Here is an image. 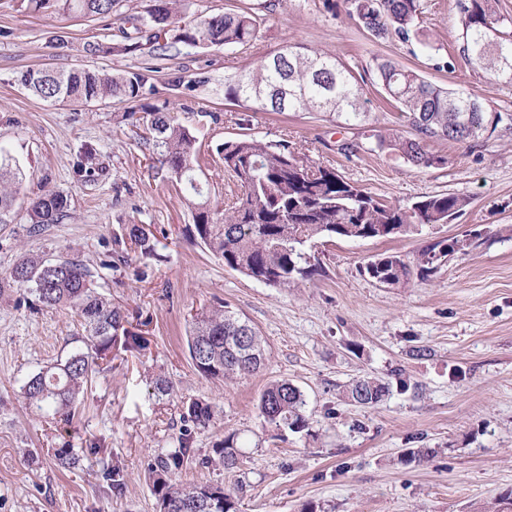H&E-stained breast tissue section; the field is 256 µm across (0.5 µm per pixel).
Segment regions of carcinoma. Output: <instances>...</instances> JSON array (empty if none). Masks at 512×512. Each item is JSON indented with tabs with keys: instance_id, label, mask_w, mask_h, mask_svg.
<instances>
[{
	"instance_id": "cac0c4a2",
	"label": "carcinoma",
	"mask_w": 512,
	"mask_h": 512,
	"mask_svg": "<svg viewBox=\"0 0 512 512\" xmlns=\"http://www.w3.org/2000/svg\"><path fill=\"white\" fill-rule=\"evenodd\" d=\"M145 14L128 18L133 33H124L117 47L89 43L91 54L117 50L126 54L164 51L167 45L248 48L258 38L262 18L240 10L188 20L179 0H150ZM118 0H29L39 11L56 7L67 13L108 16ZM355 18L374 40H398L432 51L435 45L419 26L423 0H346ZM461 28V58L475 69L512 83V38L504 36L503 18L494 0H457ZM369 68L373 84L384 98L407 118L411 132L380 135L376 147L395 153L419 169L440 166L447 159L428 151L432 140H448L477 147L479 139L504 126L512 128V113L487 108L471 91L448 89L424 79L417 71L374 55ZM154 70L150 66L117 76L96 71L28 69L20 77L24 88L43 100L72 104L105 102L118 98L129 103L128 116H149L147 140L159 153V162L198 198L194 203L193 236L224 261V266L259 283L286 287L318 272L303 247L319 238L347 240L393 239L418 225L446 224L463 211L467 200L456 194H436L409 206L383 202L350 182L336 168L317 164L282 140L264 141L239 133L224 140L217 152L224 172L241 187V194L224 210L210 208L201 183L195 136L171 122L164 107L145 101L146 87ZM363 87L350 68L335 58L292 47L261 62L256 68L224 77L226 99L270 112H329L348 126L366 122L368 110ZM95 150L85 148L74 164V173L88 177L95 172ZM20 161L0 147V224L12 220L20 190ZM67 198L53 188L28 202L27 221L33 230L59 224L67 217ZM129 239L141 254L154 250L149 236L132 226ZM467 243L456 237L426 246L415 259L418 272L433 271ZM377 282L394 286L409 280L411 267L393 254H380L365 266ZM7 283L24 288L48 308L69 307L84 324L86 335L76 336L77 347L63 360L31 374L21 393L46 417L69 418L84 387L100 372V362L117 345L137 348L141 337L125 327L121 312L94 288V275L81 261L48 262L24 258L5 276ZM240 336L265 348L262 336L236 313L220 305L196 317L188 340L195 369L213 379L253 375L265 365L248 352L236 349ZM388 387L373 378H360L349 386L354 402L375 405ZM306 401L301 390L288 381H274L263 390L258 411L265 425L300 432L307 426ZM196 426L212 420L210 407L194 401L183 416ZM191 448L187 439L178 450L159 455L149 470L160 512H237L231 493L218 485L181 486L171 483L172 469L179 467ZM210 462L231 469L238 463L237 437H224ZM106 488L120 494L126 487L125 471L117 460L102 465Z\"/></svg>"
}]
</instances>
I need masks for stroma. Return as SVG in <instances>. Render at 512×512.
I'll return each mask as SVG.
<instances>
[{
  "instance_id": "stroma-1",
  "label": "stroma",
  "mask_w": 512,
  "mask_h": 512,
  "mask_svg": "<svg viewBox=\"0 0 512 512\" xmlns=\"http://www.w3.org/2000/svg\"><path fill=\"white\" fill-rule=\"evenodd\" d=\"M193 16L252 8L267 22L253 47L228 50L177 44L163 56L121 52L90 55V41L122 43L126 15L149 0H120L106 17L75 16L0 0V146L22 165L12 223L0 224V278L21 259L75 258L142 338L116 349L81 396L70 420L46 419L21 393L25 378L69 352L84 328L69 310L37 309L34 295L0 290V512H158L149 466L188 436L193 448L174 482L220 485L238 512H476L512 492V129L480 146L436 140L445 165L419 169L375 151L377 135L409 134L406 119L374 88H366L368 120L360 127L320 112L243 111L224 97L225 75L253 69L289 47L316 50L361 73L372 55L415 69L428 81L479 95L512 113V84L473 69L458 54L457 0H425L423 27L437 50L412 53L399 41H371L346 13L344 0H189ZM448 68H437L439 58ZM155 67L151 103L166 105L190 127L212 205L238 191L216 153L225 138L248 129L267 141H288L336 168L372 195L408 204L455 193L468 204L447 224L423 226L393 240L324 239L310 248L321 276L287 288L258 283L225 267L189 234L192 204L146 143L145 120H127L126 103L76 107L46 102L20 83L29 69L123 73ZM181 72L193 92L172 86ZM246 126H239V116ZM359 143L341 153L342 142ZM97 153L93 177L73 164L85 148ZM53 187L67 196L61 223L31 232L28 201ZM148 234L155 256L141 255L131 226ZM471 239L466 253L427 276L385 286L362 268L388 252L410 261L428 244ZM224 304L266 342L257 374L208 379L187 350L190 321ZM388 385L382 400L348 398L352 380ZM168 385L159 392L156 380ZM407 388H399V380ZM285 380L307 402L308 427L294 433L265 426L257 404L265 387ZM193 401L210 404L208 427L182 420ZM236 434L239 464L202 465L215 443ZM98 444L73 468L55 455ZM422 459H413V452ZM127 472L121 495L104 493L101 458Z\"/></svg>"
}]
</instances>
